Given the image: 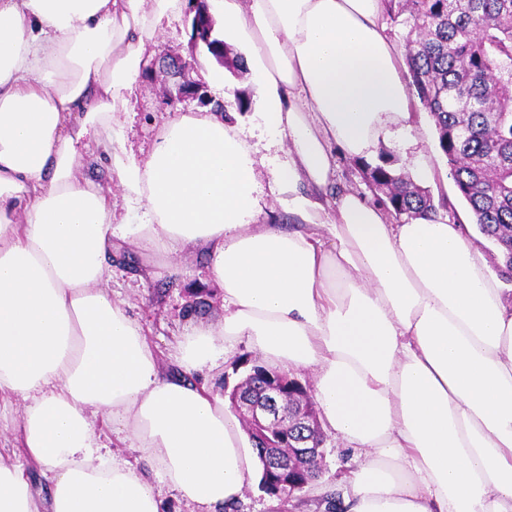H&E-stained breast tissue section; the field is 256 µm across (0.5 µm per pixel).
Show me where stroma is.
<instances>
[{"instance_id":"35a3bbf8","label":"stroma","mask_w":512,"mask_h":512,"mask_svg":"<svg viewBox=\"0 0 512 512\" xmlns=\"http://www.w3.org/2000/svg\"><path fill=\"white\" fill-rule=\"evenodd\" d=\"M190 37L189 18L185 12H176L165 20L155 52L194 57L193 77L208 85L213 62L205 51L191 50ZM172 89V82L161 74L140 80L126 112L120 115L133 148L147 147L158 135L163 122L170 117L200 111L201 106L194 98L168 104V93ZM207 93L212 96L216 90L208 85ZM238 125L242 137L253 146L259 161L262 206L274 209L277 224L291 226V216L272 191L273 170L287 161V153L269 149L268 136L258 114L251 111L242 113ZM411 134L417 140L415 147L406 148L397 142L386 146L397 167L408 173L416 184L429 189L433 198L452 202L450 219L459 224H473L474 218L467 204L456 195L447 162L438 149L436 130L424 110L416 111ZM421 150L429 160V168L425 171L418 165L417 153ZM113 258L116 267L109 283L113 298L124 302L130 317L141 327L159 364L173 368L178 347L190 327L198 321L218 322L224 314L223 291L211 278L205 257L186 253L173 256L172 261L180 272L171 277L155 275L156 258L146 251L131 250L118 243L113 248ZM264 362L263 355L242 339L234 344L218 368L193 372L190 378L220 393L233 389L245 379L252 365ZM323 438L325 458L322 475L307 492L304 504L290 508L289 512H326L320 504L324 496L333 493L346 497L352 493L348 465L355 454L354 449L345 447L331 431H324Z\"/></svg>"}]
</instances>
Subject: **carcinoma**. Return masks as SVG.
I'll return each mask as SVG.
<instances>
[{
    "mask_svg": "<svg viewBox=\"0 0 512 512\" xmlns=\"http://www.w3.org/2000/svg\"><path fill=\"white\" fill-rule=\"evenodd\" d=\"M408 28L405 59L415 94L435 127L458 195L479 232L498 248L500 275L512 281V0H385ZM367 184L396 222L435 210L430 191L379 152L358 161ZM288 478L273 467L262 486L288 510Z\"/></svg>",
    "mask_w": 512,
    "mask_h": 512,
    "instance_id": "cac0c4a2",
    "label": "carcinoma"
}]
</instances>
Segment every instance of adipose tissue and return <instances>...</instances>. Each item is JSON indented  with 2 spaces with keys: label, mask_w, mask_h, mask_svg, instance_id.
I'll list each match as a JSON object with an SVG mask.
<instances>
[{
  "label": "adipose tissue",
  "mask_w": 512,
  "mask_h": 512,
  "mask_svg": "<svg viewBox=\"0 0 512 512\" xmlns=\"http://www.w3.org/2000/svg\"><path fill=\"white\" fill-rule=\"evenodd\" d=\"M179 0H0V405L48 486L0 456V512H195L237 502L261 466L222 394L185 380L240 339L312 371L325 426L357 450L345 512H512V302L446 211L388 223L330 199L336 151L409 141L406 62L384 0H207L253 100L287 143L278 194L296 229L258 223V161L220 112L180 114L149 148L118 118ZM96 147L115 202L83 173ZM208 255L224 316L161 372L104 285L114 240ZM111 420L151 466L116 460ZM160 498L163 501L164 512H190L193 506L190 505L180 493L165 484H158Z\"/></svg>",
  "instance_id": "ef3b65f1"
}]
</instances>
